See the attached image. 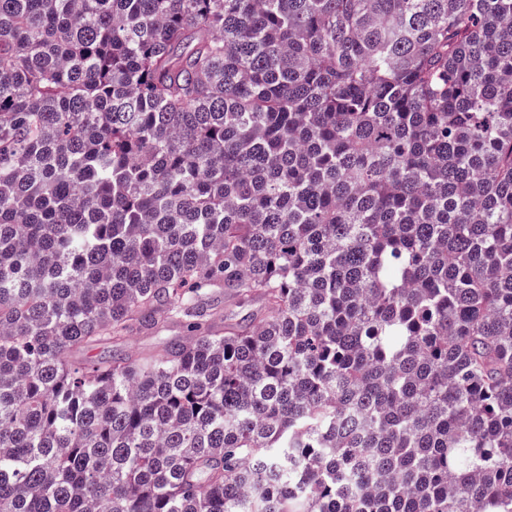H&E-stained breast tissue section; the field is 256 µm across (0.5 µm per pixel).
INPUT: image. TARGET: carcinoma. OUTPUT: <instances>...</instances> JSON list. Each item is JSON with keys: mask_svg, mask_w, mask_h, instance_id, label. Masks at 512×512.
Wrapping results in <instances>:
<instances>
[{"mask_svg": "<svg viewBox=\"0 0 512 512\" xmlns=\"http://www.w3.org/2000/svg\"><path fill=\"white\" fill-rule=\"evenodd\" d=\"M0 512H512V0H0ZM182 332L179 330H162L159 332L149 333H134L126 345V349H132L138 352L150 353L157 351L169 341L172 336H181Z\"/></svg>", "mask_w": 512, "mask_h": 512, "instance_id": "obj_1", "label": "carcinoma"}]
</instances>
